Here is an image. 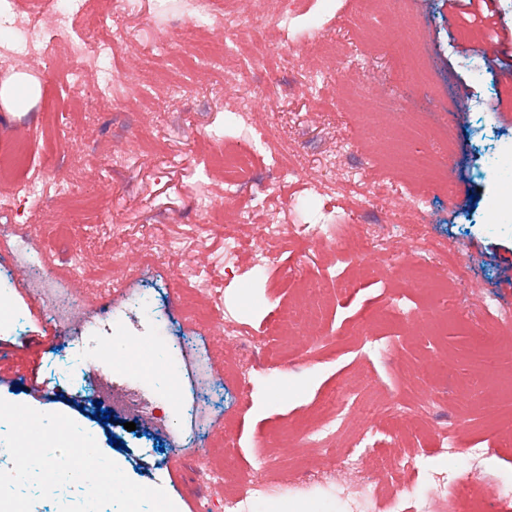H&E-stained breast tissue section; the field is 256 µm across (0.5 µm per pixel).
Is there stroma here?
Here are the masks:
<instances>
[{
	"label": "stroma",
	"mask_w": 512,
	"mask_h": 512,
	"mask_svg": "<svg viewBox=\"0 0 512 512\" xmlns=\"http://www.w3.org/2000/svg\"><path fill=\"white\" fill-rule=\"evenodd\" d=\"M129 12L122 0H101L106 30L121 27L131 50L119 54L129 74L119 108L77 112L76 97H89L94 75L79 91L67 88L71 65L66 43L49 41L44 57L23 71L35 90L18 87L11 105L0 103V154L16 139L27 145L21 176L39 181L44 198L21 207L28 237L43 244L50 270L71 273L65 252L80 255L73 291L80 303H103L102 285L142 289L166 310V331L205 345L215 386L204 401L211 423L185 447H164V434L149 420L164 407L172 420L187 408L166 403L162 392L176 382L173 363L157 348L138 314L123 336L134 348L120 353L111 374L110 422L95 416L101 373L65 372L77 354L64 346L44 303L29 297L22 272L10 278L11 296L0 315V398L44 413H61L95 433L104 455L133 482L159 486L178 512H198L200 500L222 506L226 487L210 470L193 465L192 451L207 452L224 466V439L236 442V468L258 475L264 487L248 512H265L271 498L304 500L312 512H364L338 485L328 451L357 443L369 431L377 443L363 474L380 480L382 463L395 467L383 489L397 497L403 486L429 491V474L447 470L448 445L481 448L482 472L473 481L487 512H512V330L498 338L497 385L467 390L475 377L469 352L478 345L476 324L512 313V223L494 221L500 189L496 168L512 157V87L500 70L512 64V0L483 7L495 24V60L461 43L457 24L471 20L469 0H223V11L250 15L274 45L269 61L249 81L210 70L187 69L202 45L243 37L239 28L185 32L188 0H138ZM421 40L413 51L435 76L414 83L391 56L411 23ZM183 79L186 94H167L170 78ZM249 108L252 118L238 114ZM453 144H446V136ZM287 147L296 178L267 190L270 156L264 142ZM256 158L252 181L236 201L224 200V167L214 161L225 143ZM436 158L445 173L424 188L398 162L400 150ZM73 195L63 199L58 185ZM206 185L224 211L203 217L190 197ZM456 185L460 204L448 203ZM288 225L276 260L255 284L252 255L256 228L267 214ZM364 236L361 257L341 256L312 242L316 225ZM241 243L234 265L224 263V236ZM173 248L163 255L161 242ZM429 276L452 290L455 314L447 325L421 332L418 319L430 292L413 287L412 275ZM321 282L323 309L314 331L288 329L285 317L301 301V285ZM238 321L254 338L276 333L261 362L248 368L245 351L224 338V323ZM280 398L269 399L272 387ZM353 396L341 413L326 407L332 390ZM431 400L419 414L422 400ZM135 422L127 430L126 422ZM458 426L453 439L444 427ZM325 428L316 444L306 431ZM318 478L303 495L292 492L300 472Z\"/></svg>",
	"instance_id": "1"
}]
</instances>
